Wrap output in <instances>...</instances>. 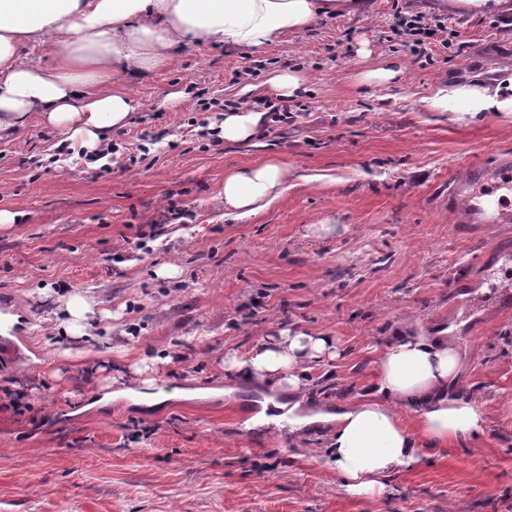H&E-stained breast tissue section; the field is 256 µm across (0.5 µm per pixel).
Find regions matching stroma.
Segmentation results:
<instances>
[{"mask_svg": "<svg viewBox=\"0 0 512 512\" xmlns=\"http://www.w3.org/2000/svg\"><path fill=\"white\" fill-rule=\"evenodd\" d=\"M368 6L255 55L185 44L134 84L140 106L113 131L124 148L111 162L60 156L58 133L35 120L0 139V209L20 215L0 224V294L21 316L19 356L0 355V512H512V311L497 305L512 286V224H460L442 205L449 180L512 159V113L426 104L512 74V32L494 15H452L458 49L420 62L385 36L426 0ZM390 61L396 81L360 82ZM286 67L306 76V111L257 141L214 143L222 103H255L250 86ZM175 86L188 99L165 105ZM269 155L290 168L285 193L228 215L225 171ZM76 295L92 309L86 335L44 331ZM410 325L453 336L450 391L486 411L470 441L351 497L327 426L298 439L246 430L259 396L225 377L227 351L279 328L335 336L343 357L307 378L314 407L333 413L367 399L380 353ZM144 358L159 361L163 402L95 404Z\"/></svg>", "mask_w": 512, "mask_h": 512, "instance_id": "stroma-1", "label": "stroma"}]
</instances>
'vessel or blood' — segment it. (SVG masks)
<instances>
[{
	"label": "vessel or blood",
	"instance_id": "b4317fda",
	"mask_svg": "<svg viewBox=\"0 0 512 512\" xmlns=\"http://www.w3.org/2000/svg\"><path fill=\"white\" fill-rule=\"evenodd\" d=\"M512 193V161L471 169L467 178L448 185V207L467 224H511L512 208L503 200Z\"/></svg>",
	"mask_w": 512,
	"mask_h": 512
}]
</instances>
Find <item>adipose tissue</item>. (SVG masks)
<instances>
[{"label": "adipose tissue", "mask_w": 512, "mask_h": 512, "mask_svg": "<svg viewBox=\"0 0 512 512\" xmlns=\"http://www.w3.org/2000/svg\"><path fill=\"white\" fill-rule=\"evenodd\" d=\"M366 0H0V138L39 118L71 150L93 151L123 127L139 101L131 86L167 66L187 42L258 52L288 32L329 15L366 13ZM48 49L51 64L28 60ZM512 112V76L452 85L430 107ZM265 113L228 111L220 136L257 138ZM287 164L277 156L225 171L218 194L238 216L265 209L285 190ZM341 355L335 337L282 330L246 353H227L224 371L241 381L304 401L309 364ZM459 352L444 336L413 330L395 336L378 358L373 399L336 414L330 463L352 496L384 488V478L418 466L429 451L462 444L482 431L478 397H453ZM413 415L406 425L403 411Z\"/></svg>", "instance_id": "ef3b65f1"}]
</instances>
